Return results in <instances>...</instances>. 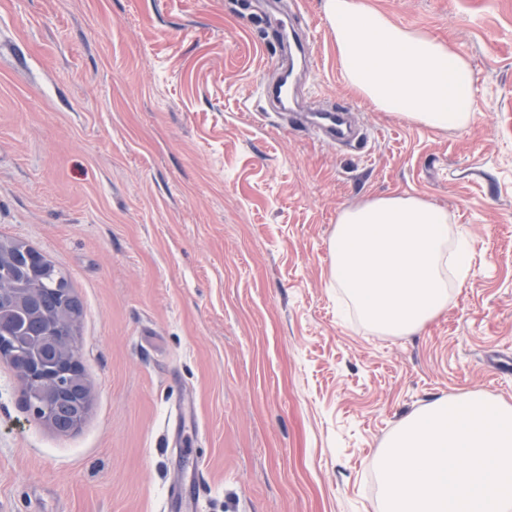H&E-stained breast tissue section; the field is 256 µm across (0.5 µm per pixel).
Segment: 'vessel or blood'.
<instances>
[{"label": "vessel or blood", "instance_id": "obj_1", "mask_svg": "<svg viewBox=\"0 0 512 512\" xmlns=\"http://www.w3.org/2000/svg\"><path fill=\"white\" fill-rule=\"evenodd\" d=\"M277 40L288 56L280 66L277 81L262 89L272 109L293 115L295 125H308L329 144L337 145L354 139L358 128L350 108L333 105L326 109H309L294 92L302 73L313 67L308 30L292 28L288 32L278 33Z\"/></svg>", "mask_w": 512, "mask_h": 512}]
</instances>
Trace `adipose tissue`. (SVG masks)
<instances>
[{"mask_svg":"<svg viewBox=\"0 0 512 512\" xmlns=\"http://www.w3.org/2000/svg\"><path fill=\"white\" fill-rule=\"evenodd\" d=\"M345 84L374 109L434 131H463L476 116L475 75L447 41L394 23L367 0H327ZM448 212L421 196L371 198L343 209L328 275L360 321L384 336L417 332L448 309L472 253L449 235Z\"/></svg>","mask_w":512,"mask_h":512,"instance_id":"adipose-tissue-1","label":"adipose tissue"}]
</instances>
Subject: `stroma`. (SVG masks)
Wrapping results in <instances>:
<instances>
[{"mask_svg":"<svg viewBox=\"0 0 512 512\" xmlns=\"http://www.w3.org/2000/svg\"><path fill=\"white\" fill-rule=\"evenodd\" d=\"M0 0V239L65 271L91 401L33 422L0 361V512H376L373 464L430 400L512 401V0H371L451 42L475 123L433 131L342 78L325 0ZM314 33L308 104L362 150L251 117L281 15ZM425 197L473 260L446 312L366 330L328 277L338 213Z\"/></svg>","mask_w":512,"mask_h":512,"instance_id":"35a3bbf8","label":"stroma"}]
</instances>
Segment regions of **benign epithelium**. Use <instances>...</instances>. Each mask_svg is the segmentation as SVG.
Instances as JSON below:
<instances>
[{
    "mask_svg": "<svg viewBox=\"0 0 512 512\" xmlns=\"http://www.w3.org/2000/svg\"><path fill=\"white\" fill-rule=\"evenodd\" d=\"M66 344L60 358L53 365L36 358L14 367L22 383L31 417L38 423L51 424L58 401L70 396V382L79 380L78 357L74 341L69 336L59 337Z\"/></svg>",
    "mask_w": 512,
    "mask_h": 512,
    "instance_id": "7a95c632",
    "label": "benign epithelium"
}]
</instances>
